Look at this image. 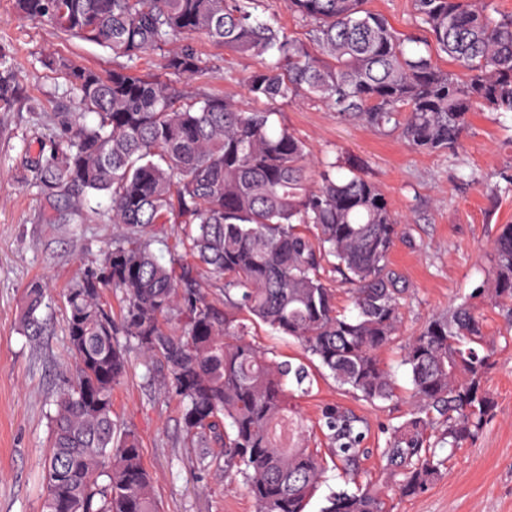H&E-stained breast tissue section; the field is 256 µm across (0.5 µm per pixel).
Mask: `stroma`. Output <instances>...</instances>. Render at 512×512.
<instances>
[{"mask_svg":"<svg viewBox=\"0 0 512 512\" xmlns=\"http://www.w3.org/2000/svg\"><path fill=\"white\" fill-rule=\"evenodd\" d=\"M0 44L15 57L20 89L14 108L0 112V512H41L50 403L72 373L63 332L64 295L99 266L128 229L88 210L66 223H45L47 204L25 179L24 161L44 139L41 113L75 111L64 78L44 67L43 59L78 57L103 74L117 61L49 22L23 18L13 0H0ZM196 47L209 73L187 82V89H220L239 107L252 108L242 79L254 59L205 39ZM271 120L305 140L314 155L336 157L344 167L359 165L383 189L402 222L390 263L410 302L404 333L485 285L492 242L500 225L512 224V118L472 114L455 156L411 150L396 136L337 118L317 101L278 106ZM40 278L49 285V306L41 311L48 329L33 342L20 333L18 315L26 286ZM485 318L495 349L486 379L494 415L476 443L458 449L447 472L420 496L401 497L378 457L362 460L357 479L381 490L388 512H512V342L504 340L496 312L486 310ZM127 358L128 372L112 393V409L118 424L141 441L162 512H255L243 483L225 478L223 462L199 468V448L183 430L182 406L167 392L160 362L145 361L133 347ZM381 359L394 377L398 401L371 407L323 376L311 395L292 398L312 441L321 437L318 418L328 404L367 423L370 448L383 441V427L404 420L409 372L395 351H382Z\"/></svg>","mask_w":512,"mask_h":512,"instance_id":"1","label":"stroma"}]
</instances>
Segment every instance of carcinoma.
I'll use <instances>...</instances> for the list:
<instances>
[{
    "label": "carcinoma",
    "instance_id": "cac0c4a2",
    "mask_svg": "<svg viewBox=\"0 0 512 512\" xmlns=\"http://www.w3.org/2000/svg\"><path fill=\"white\" fill-rule=\"evenodd\" d=\"M15 2L25 17L123 59L106 75L76 60H44L64 74L80 115H43L49 151L26 167L56 208L48 221L67 219L59 202L104 198L113 224L180 225L182 248L166 265L130 236L64 295L75 373L53 400L42 512H160L139 438L113 418L112 391L128 366L121 336L165 363L184 431L201 448L198 465L209 469L210 448L224 447L225 477H242L256 512H307L326 470L304 434L290 443L272 433L288 417L286 383L308 393L313 365L377 407L396 398L380 351L398 349L411 379L408 411L375 452L401 496L427 490L444 453L474 443L495 409L484 386L493 348L482 309H496L512 333V224L493 242L486 286L403 336L408 301L390 267L401 227L381 188L354 165L339 175L336 160L274 128L272 112L193 96L177 83L208 72L195 45L204 38L258 59L244 78L255 102L319 101L412 149L454 153L473 112L512 114V14L492 0H413L404 31L367 0H288L309 27L303 41L266 13L273 0ZM155 51L162 77L138 68ZM442 55L454 69L438 64ZM18 99L15 59L0 46V112ZM89 114L94 122L81 120ZM206 274L224 278L233 313L207 300ZM339 286L355 313L339 309ZM108 288L123 298L117 319L103 300ZM46 297L42 280L25 288L23 335L44 334ZM175 315L178 330L169 327ZM253 324L294 339L305 361L277 362L247 342ZM320 427L336 469L356 470L370 452L366 422L330 405ZM321 512L386 510L365 484L332 492Z\"/></svg>",
    "mask_w": 512,
    "mask_h": 512
}]
</instances>
